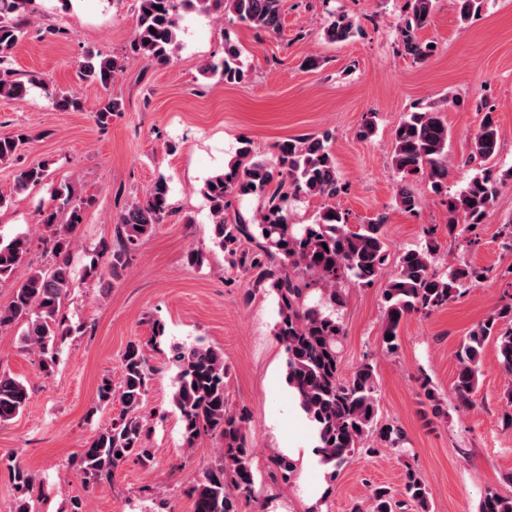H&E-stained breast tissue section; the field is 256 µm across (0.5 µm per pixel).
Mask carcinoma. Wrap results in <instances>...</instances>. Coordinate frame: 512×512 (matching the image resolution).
<instances>
[{"label": "carcinoma", "mask_w": 512, "mask_h": 512, "mask_svg": "<svg viewBox=\"0 0 512 512\" xmlns=\"http://www.w3.org/2000/svg\"><path fill=\"white\" fill-rule=\"evenodd\" d=\"M460 21L467 23L480 15L484 0H455ZM437 0H406V17L399 25L402 53L416 61L432 56L435 49L417 36L435 10ZM32 0H0V98L21 100L30 87L42 86L47 97L60 107L81 111L82 97L77 91H61L45 81L24 78L13 68V54L30 26ZM204 13L232 15V20L256 31L278 35L283 29V0H136V27L129 53L149 65L167 64L179 47V7ZM357 30L355 18L345 12L333 16L324 31L330 42L349 40ZM125 57L87 51L80 64L81 80L105 90L123 71ZM202 72L216 76L226 84L245 78L241 50L230 40L224 42V56L203 64ZM120 99L107 95L94 109L98 125L105 126L112 113L121 111ZM495 109L484 107L480 127L474 136L466 163L476 173L456 193H448V141L450 131L441 105L427 103L408 112L394 128L390 158L402 175L395 194L397 206L412 212L417 199L407 179L419 176L428 181L436 194L447 196L448 235L470 233V227L482 224L512 171L502 178L493 170L499 151V128ZM21 132L0 138V163L19 157L24 138ZM333 132L289 137L275 145L273 159H256L250 142L243 140L224 171L205 181L202 193L212 216V240L224 252L230 268L249 277L248 284L275 295L278 319L274 335L285 354V379L290 394L309 423L318 463L328 469L329 478L349 458L364 449L369 437L398 452L404 433L392 425L377 426L378 386L374 366L363 362L352 375L342 377L341 358L345 330L339 309L346 302L342 285L348 281L367 286L382 273L389 260L385 220L372 219L365 224L348 223L347 214L330 203L342 189L333 152ZM44 164L21 169L14 191L24 192L47 181ZM168 178L160 174L142 198L126 206L117 219L115 237L102 247L108 256V268L117 271L130 265L142 239L164 222L169 210ZM244 196L257 199L258 207L249 218L238 216L227 222L225 213L233 202ZM322 198L323 207L311 224L290 223L291 209L305 199ZM54 208L41 220L45 234V266L30 271L14 290L8 306L0 308V331L23 326L21 339L42 356L41 369L51 370L58 347L56 342L73 332L63 310L71 295L75 272L71 256L74 233L83 223L85 210L93 198L73 183H64L51 191ZM437 245L407 249L395 258V272L383 288L381 342L388 355L399 349L398 329L408 315H428L448 305L487 277L488 270L465 262L435 268ZM29 244L25 235L8 243L0 241V283L11 279L16 270L29 262ZM322 258H316V255ZM321 293V303H307L311 291ZM163 325L153 326L147 343L134 341L122 355L118 382L104 377L98 386V407L116 400L121 406L118 417L98 430L78 456V468L92 481L110 479L117 469L133 458L145 464L152 461V449L146 439L150 427L143 413L149 383L160 368L151 363L147 347L163 335ZM392 339H387V335ZM493 344L504 373L511 377L504 391L502 425L512 428V294L486 319L475 325L457 351L458 368L453 384L457 405L474 406V394L487 344ZM177 368L172 402L179 411L185 444L192 446L203 432L213 433L222 442L217 462L207 468L198 482L187 490L193 500V512H237V497L247 496L254 483L251 467L253 444L247 418L234 411L226 395L229 370L224 353L212 346L175 345L170 350ZM418 397L439 416L443 407L437 388L422 375L418 379ZM30 399L27 385L6 373L0 374V423L20 415ZM273 478L287 484L296 478L298 466L285 455L273 457ZM6 470L15 490L13 512H36L32 472L13 454L0 455V470ZM406 500L394 498L391 491L376 486L370 494V512H431L428 486L420 473L408 467L404 476ZM479 512H512V495L489 490L483 496Z\"/></svg>", "instance_id": "carcinoma-1"}]
</instances>
